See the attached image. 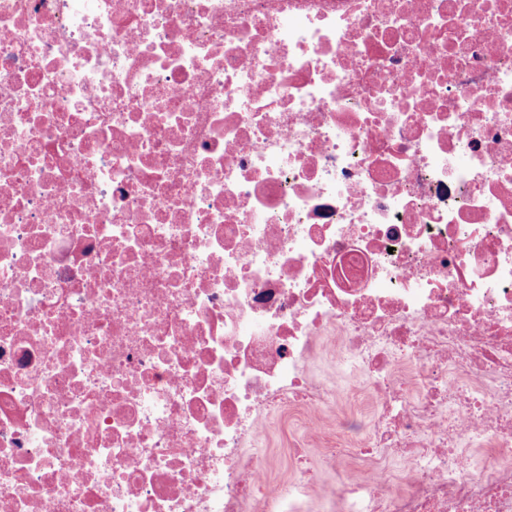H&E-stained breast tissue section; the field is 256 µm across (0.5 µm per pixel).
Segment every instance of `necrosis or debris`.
I'll return each instance as SVG.
<instances>
[{"instance_id":"4bbe7bcc","label":"necrosis or debris","mask_w":512,"mask_h":512,"mask_svg":"<svg viewBox=\"0 0 512 512\" xmlns=\"http://www.w3.org/2000/svg\"><path fill=\"white\" fill-rule=\"evenodd\" d=\"M331 438L317 512H512V0H0V512H302ZM308 369L318 379L334 384H342L350 374L349 368L331 355H323L311 362ZM296 416L288 411H278L267 419V435L258 448H262L264 457L273 461L274 469L271 478L280 484L289 478L292 466V448L301 436ZM311 464L321 472V482L317 489L309 492L306 498V506L304 512H317L316 504L320 493L334 488L336 484V471L324 469L322 466V458L320 455L310 456Z\"/></svg>"}]
</instances>
